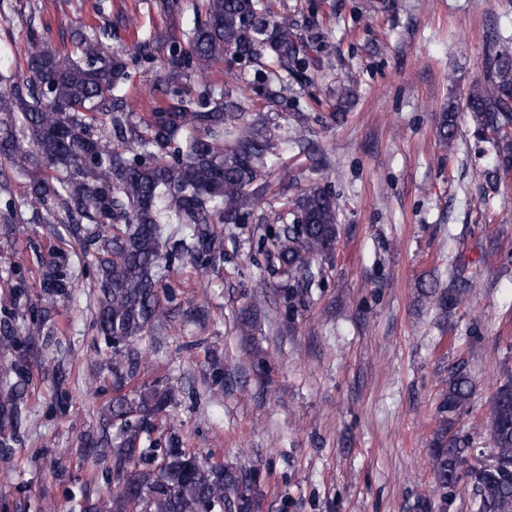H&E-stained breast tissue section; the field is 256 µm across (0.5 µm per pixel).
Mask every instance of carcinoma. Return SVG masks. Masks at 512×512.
<instances>
[{
    "label": "carcinoma",
    "instance_id": "cac0c4a2",
    "mask_svg": "<svg viewBox=\"0 0 512 512\" xmlns=\"http://www.w3.org/2000/svg\"><path fill=\"white\" fill-rule=\"evenodd\" d=\"M200 22L180 27V0H161L169 31L138 50L155 52L171 77L191 70L212 73L230 55L256 67L266 103H279L290 83L307 78L308 46L294 38L293 20L273 11L271 0H194ZM49 25L30 18L13 79L0 87V186L10 175L28 176L9 215L29 214L59 243L42 260L40 294L30 298L27 276L10 271L15 307L0 318V447L18 442L30 371L41 367L63 405L67 373L44 361L51 346L57 305L67 302L80 268L94 283V326L103 339L115 387L100 409L101 434L87 436L88 454L114 461L117 487L93 512H258V474L207 464L179 449L178 441L153 437L155 421L177 399L179 388L155 383L128 393L123 383L139 369L135 345L175 311L179 293L171 273L190 266L205 278L224 258L219 224H246L252 205L271 191L269 175L279 150L262 126L244 122L246 86L199 100L179 87L157 105L121 89L127 62L112 54V30L81 26L57 42ZM469 114L474 136L512 128V52L496 53L486 76L458 106L448 103L438 128L453 151L457 112ZM495 165L475 172L491 191L512 173V135L495 137ZM292 223L269 233L273 271L299 288L316 276L315 262L329 255L337 235L336 198L312 188L292 203ZM479 284L458 278L448 293H430L451 311ZM474 393L463 367L448 371L437 408L429 465L442 498L458 472L475 459L478 512H512V381L498 387L488 407L493 448L473 457L456 430ZM166 447L154 466L127 468L142 448Z\"/></svg>",
    "mask_w": 512,
    "mask_h": 512
}]
</instances>
